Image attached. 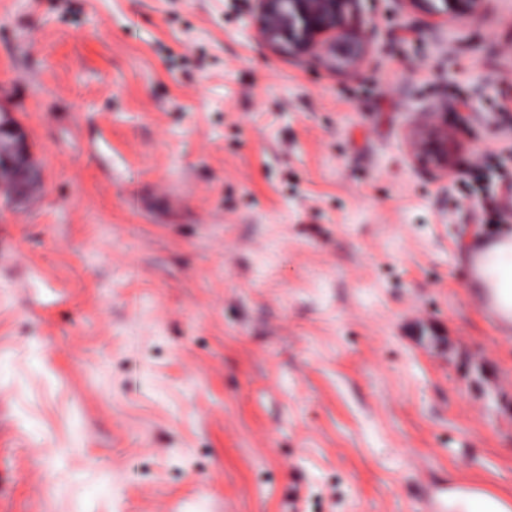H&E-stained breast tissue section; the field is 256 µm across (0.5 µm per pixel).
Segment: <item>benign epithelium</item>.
<instances>
[{
    "label": "benign epithelium",
    "instance_id": "benign-epithelium-1",
    "mask_svg": "<svg viewBox=\"0 0 512 512\" xmlns=\"http://www.w3.org/2000/svg\"><path fill=\"white\" fill-rule=\"evenodd\" d=\"M442 5H437V2ZM257 24L265 42L297 54L325 50L356 60L362 46L348 32V20L360 0H256ZM429 13L467 16L479 11L483 0H405ZM0 178L11 179L13 191L25 195L35 183L25 134L6 112L0 113Z\"/></svg>",
    "mask_w": 512,
    "mask_h": 512
}]
</instances>
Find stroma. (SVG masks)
Listing matches in <instances>:
<instances>
[{
    "label": "stroma",
    "mask_w": 512,
    "mask_h": 512,
    "mask_svg": "<svg viewBox=\"0 0 512 512\" xmlns=\"http://www.w3.org/2000/svg\"><path fill=\"white\" fill-rule=\"evenodd\" d=\"M255 0H0V512L512 497V0H361L357 62ZM448 136L447 165L419 143ZM442 2V6L437 5ZM410 5L427 10L428 13L451 17L467 16L479 11L483 0H405ZM0 178H10L13 191L25 195L35 183L36 171L31 162L25 134L9 113H0ZM482 261V282L493 288L497 312L509 320L512 312V243L507 239L497 243L485 252Z\"/></svg>",
    "instance_id": "obj_1"
}]
</instances>
